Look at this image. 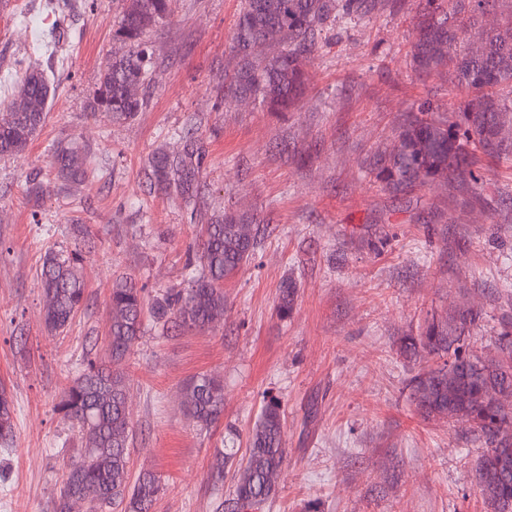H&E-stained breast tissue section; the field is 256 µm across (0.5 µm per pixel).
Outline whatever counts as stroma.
I'll use <instances>...</instances> for the list:
<instances>
[{
    "label": "stroma",
    "mask_w": 512,
    "mask_h": 512,
    "mask_svg": "<svg viewBox=\"0 0 512 512\" xmlns=\"http://www.w3.org/2000/svg\"><path fill=\"white\" fill-rule=\"evenodd\" d=\"M125 0H0V102L21 69L55 88L28 149L0 158V383L14 405L0 512H50L82 439L55 410L87 358L107 359L112 281L128 276L149 298L186 287L188 250L214 214L247 212L267 227L255 261L224 282V318L205 331L152 321L116 369L128 381L130 475L152 472L155 512H215L207 472L217 451L244 457L265 401L284 414L286 456L266 512H491L477 483L486 449L461 417H423L414 377L435 359L405 337L456 310L481 309L465 331L472 358L500 356L512 317V160L479 165V189L436 183L387 190L377 161L422 103L448 116L460 94L446 73L410 65L417 0H375L361 18L328 22L304 63L297 109L223 103L241 0H172L151 31L149 102L130 120L91 112ZM53 34L47 54L39 39ZM194 122L208 158L196 220L151 188L143 167ZM90 156L81 184L57 181L60 143ZM40 171V203L26 178ZM88 241L87 305L61 334L44 326L39 269L46 250ZM298 286L290 315L279 285ZM224 383V415L203 429L182 394L197 375Z\"/></svg>",
    "instance_id": "1"
}]
</instances>
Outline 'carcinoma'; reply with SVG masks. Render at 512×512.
Segmentation results:
<instances>
[{"label":"carcinoma","mask_w":512,"mask_h":512,"mask_svg":"<svg viewBox=\"0 0 512 512\" xmlns=\"http://www.w3.org/2000/svg\"><path fill=\"white\" fill-rule=\"evenodd\" d=\"M114 35L128 45L120 58L105 60L91 104L93 112H108L129 120L147 104L151 63L147 33L169 15L171 0H125ZM367 0H242L232 38L235 70L224 76V98H247L272 112L296 107L306 89L302 60L320 50L318 33L339 17L362 14ZM500 0H421L411 61L421 73L445 69L451 83L469 97L460 102L452 119L415 116L404 123L393 149L381 159L376 174L387 189L408 193L428 183L478 182L476 153L489 158L512 157V138L500 131L512 127V11L501 23L484 29L481 18ZM476 31L482 48L472 53L467 42ZM52 87L43 72L26 69L16 80L10 99L0 112V156L24 152L39 134ZM207 149L188 128L176 152L155 151L145 175L153 187L197 215L205 192L203 173ZM57 176L81 183L87 173V153L75 143L60 144L52 153ZM266 228L257 218L222 213L206 225L195 253L188 287L172 288L147 306L146 290L132 279L119 278L109 295L108 336L112 360L125 358L138 340L145 312L166 329L206 330L224 316V278L256 257ZM81 246L67 254L44 255L40 282L44 325L62 333L85 304V282L79 272ZM296 283L280 286L278 307L288 315L294 305ZM480 318L467 309L452 325L432 323L422 335L410 337L404 348L442 359V364L413 381L419 412L426 416L465 417L487 445L478 462L482 492L493 512L512 503V321L501 325L498 362L473 360L462 353L461 332ZM183 406L203 427L224 413V383L201 374L183 392ZM56 409L79 429L84 449L63 478L52 512H70L69 501L81 500L88 512L124 506L125 512H151L161 492L155 475L144 472L129 484L131 417L126 378L105 361L88 360L86 367L59 396ZM13 433L12 402L0 387V440ZM246 462L232 474L231 512H262L277 494L276 476L286 453L283 413L272 399L262 409L249 436ZM230 457L219 452L208 483L224 493V467Z\"/></svg>","instance_id":"1"}]
</instances>
